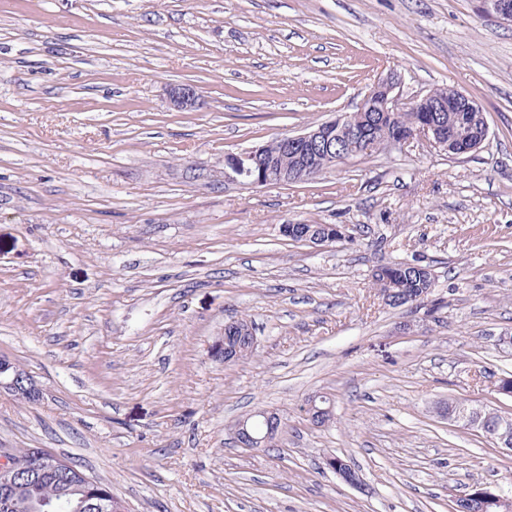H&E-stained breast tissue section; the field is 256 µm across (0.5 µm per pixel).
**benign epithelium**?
I'll list each match as a JSON object with an SVG mask.
<instances>
[{
    "mask_svg": "<svg viewBox=\"0 0 512 512\" xmlns=\"http://www.w3.org/2000/svg\"><path fill=\"white\" fill-rule=\"evenodd\" d=\"M482 16L501 24L512 25V0H480ZM399 76L393 72L381 76L374 82L368 93L357 107V112H481L483 107L474 99L457 89L441 88L438 92L426 93L412 99H406L396 92ZM169 105L177 111H193L203 105V95L191 84H177L167 90ZM353 128V115L341 113L336 119L323 122L314 128L296 135L283 136L272 145H263L241 155H229L224 158V177L245 179L253 185L267 183H286L288 172L273 164L254 167L253 162L261 155L269 154V148L275 147L288 152L300 162L298 175H308L313 170V162L319 157L336 162V144L347 139ZM489 126L477 136L462 129H445L441 123L423 120L413 128L397 133L385 143L390 151L411 141L419 140L427 145L448 152L450 156L466 155L485 143ZM0 388L16 395L36 397L35 383L23 375L5 358H0ZM477 406L465 401L459 402L455 410L458 422L467 428H482L476 416ZM266 430L257 433L242 421L235 427V436L246 448H271L280 434L279 415L273 411L262 412ZM74 468L72 462L52 453L34 452L26 462H18L12 454H0V489L8 491L14 475L19 469H25L37 478L54 473L66 472Z\"/></svg>",
    "mask_w": 512,
    "mask_h": 512,
    "instance_id": "obj_1",
    "label": "benign epithelium"
}]
</instances>
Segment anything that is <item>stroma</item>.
I'll list each match as a JSON object with an SVG mask.
<instances>
[{"label": "stroma", "mask_w": 512, "mask_h": 512, "mask_svg": "<svg viewBox=\"0 0 512 512\" xmlns=\"http://www.w3.org/2000/svg\"><path fill=\"white\" fill-rule=\"evenodd\" d=\"M390 71L484 109L461 157L417 140L292 184L224 158L355 111ZM191 83L206 104L172 110ZM285 224H337L341 241ZM428 267L415 306L371 281ZM252 356H210L231 319ZM0 450L43 448L128 512H452L512 455L448 421L511 408L512 25L478 0H0ZM333 419L317 427L320 397ZM265 408L277 447L237 445ZM341 457L350 486L325 460ZM0 388L7 389L18 396L24 395L21 398L29 401L27 397L35 398L37 394L35 383L5 358H0Z\"/></svg>", "instance_id": "1"}]
</instances>
